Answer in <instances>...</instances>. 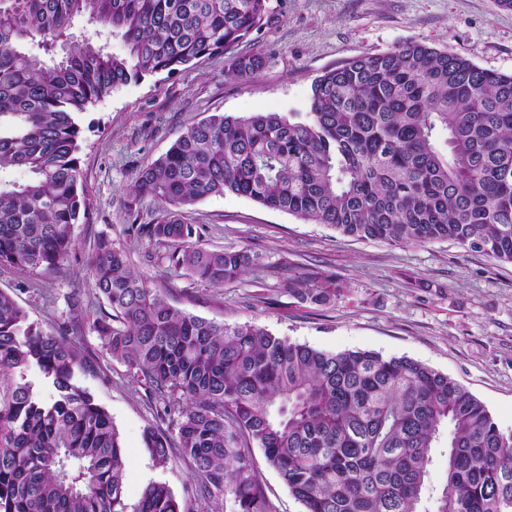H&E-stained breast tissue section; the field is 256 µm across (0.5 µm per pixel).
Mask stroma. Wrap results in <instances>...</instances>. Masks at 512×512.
<instances>
[{"label": "stroma", "instance_id": "1", "mask_svg": "<svg viewBox=\"0 0 512 512\" xmlns=\"http://www.w3.org/2000/svg\"><path fill=\"white\" fill-rule=\"evenodd\" d=\"M263 26L241 44L267 63L242 83L226 76L218 54L166 77L151 76L115 90L79 114L81 183L90 218L76 224V250L55 273L0 267V290L31 320L72 335L91 371L79 383L106 408L124 447L125 495L136 503L152 481L186 497L196 480L188 462L154 465L144 431L160 421L145 386L113 360L92 324L108 312L88 259L99 239L123 248L132 271L173 306L230 326L254 324L274 336L331 353L373 351L406 356L447 374L476 398L498 428L512 433V263L452 240L400 244L359 240L233 194L207 197L185 210L199 244L245 248L261 266L216 287L170 275L165 247L133 233L124 191L144 162L165 154L191 124L214 113L279 112L305 118L312 86L326 69L415 41L461 55L477 66L512 74V9L500 0H269ZM327 288L311 303L288 283ZM254 467L270 512H304L260 449Z\"/></svg>", "mask_w": 512, "mask_h": 512}]
</instances>
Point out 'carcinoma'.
Returning <instances> with one entry per match:
<instances>
[{"mask_svg":"<svg viewBox=\"0 0 512 512\" xmlns=\"http://www.w3.org/2000/svg\"><path fill=\"white\" fill-rule=\"evenodd\" d=\"M269 0H0V265L54 273L88 219L74 115L131 81L171 77L218 53L253 79L261 53L234 48ZM82 18L111 53L71 29ZM35 44L39 52L29 50ZM445 135L447 152L437 144ZM22 169V181L9 175ZM231 193L359 239H450L512 262V74L405 42L326 70L307 118L214 114L141 165L124 209L154 202L135 231L170 250L176 273L221 286L259 266L247 249H204L182 210ZM112 313L93 330L148 386L177 442L145 430L155 464L172 448L197 478L195 509L150 482L125 501L123 447L107 410L76 379L85 356L0 291V512H270L252 446L304 512H512V434L461 384L408 357L329 353L253 324L174 307L108 240L89 259ZM288 290L312 303L320 288ZM51 384L41 399L27 373ZM447 434L448 480L421 510L433 451Z\"/></svg>","mask_w":512,"mask_h":512,"instance_id":"obj_1","label":"carcinoma"}]
</instances>
